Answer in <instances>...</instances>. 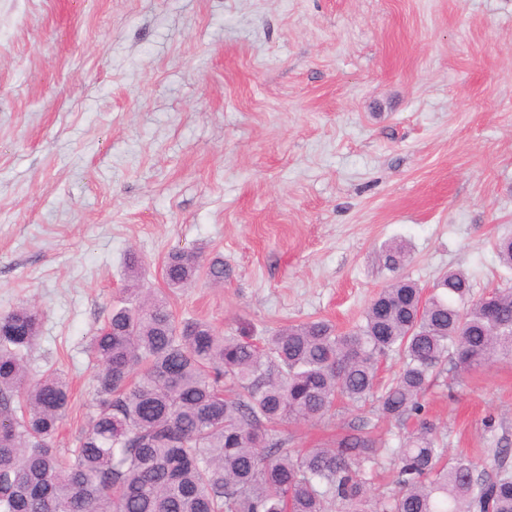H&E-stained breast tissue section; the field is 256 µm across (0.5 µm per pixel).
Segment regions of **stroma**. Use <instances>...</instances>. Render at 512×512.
Returning a JSON list of instances; mask_svg holds the SVG:
<instances>
[{
    "label": "stroma",
    "mask_w": 512,
    "mask_h": 512,
    "mask_svg": "<svg viewBox=\"0 0 512 512\" xmlns=\"http://www.w3.org/2000/svg\"><path fill=\"white\" fill-rule=\"evenodd\" d=\"M512 0H0V314L41 309L31 374L71 387V447L98 370L88 346L135 254L166 290L178 248L224 283L166 290L179 318L253 342L359 324L392 279L512 287ZM449 456L512 445V357L440 368L424 396ZM372 406L286 425L297 448Z\"/></svg>",
    "instance_id": "35a3bbf8"
}]
</instances>
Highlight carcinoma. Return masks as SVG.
<instances>
[{"label":"carcinoma","mask_w":512,"mask_h":512,"mask_svg":"<svg viewBox=\"0 0 512 512\" xmlns=\"http://www.w3.org/2000/svg\"><path fill=\"white\" fill-rule=\"evenodd\" d=\"M409 261L386 250L394 271ZM125 267L130 300L112 308L89 344L99 370L87 423L63 457L54 437L70 408L68 381L30 377L27 355L41 313L21 305L0 315V512H512L509 449H494L490 476L440 446L423 417V395L452 358L466 370L512 356V289L485 297L460 271L430 294L396 277L342 332L325 320L289 324L258 345L208 322L180 321L166 297ZM171 288L200 277L224 282V259L192 248L164 261ZM398 353V375L378 388L380 360ZM375 405L378 418L416 419L397 448L353 427L332 448H294L283 424L332 415L336 402ZM385 457L398 493H375L366 467Z\"/></svg>","instance_id":"carcinoma-1"}]
</instances>
